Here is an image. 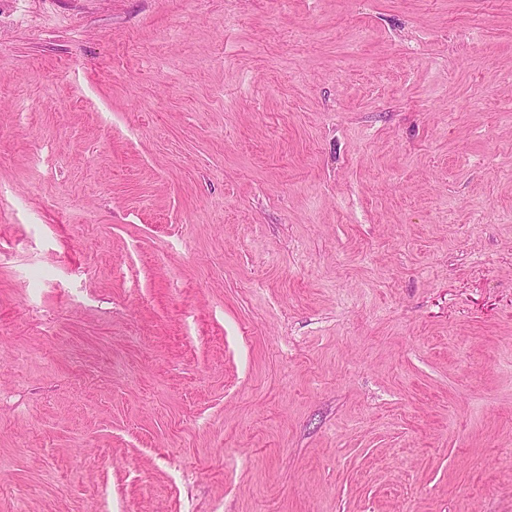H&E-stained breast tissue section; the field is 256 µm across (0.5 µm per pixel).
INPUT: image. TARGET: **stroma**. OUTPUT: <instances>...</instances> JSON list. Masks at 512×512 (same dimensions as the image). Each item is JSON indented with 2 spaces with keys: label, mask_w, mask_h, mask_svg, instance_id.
Returning <instances> with one entry per match:
<instances>
[{
  "label": "stroma",
  "mask_w": 512,
  "mask_h": 512,
  "mask_svg": "<svg viewBox=\"0 0 512 512\" xmlns=\"http://www.w3.org/2000/svg\"><path fill=\"white\" fill-rule=\"evenodd\" d=\"M0 512H512V0H0Z\"/></svg>",
  "instance_id": "obj_1"
}]
</instances>
